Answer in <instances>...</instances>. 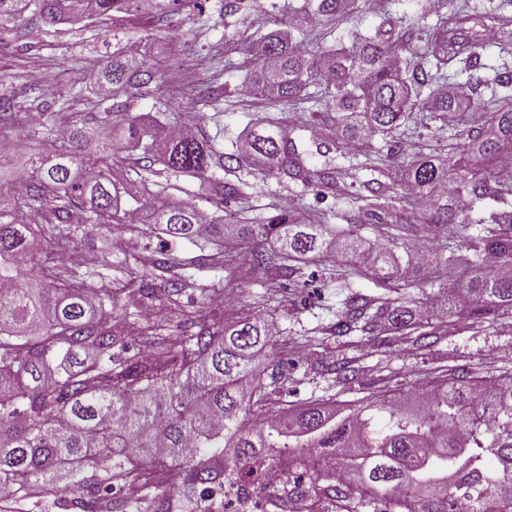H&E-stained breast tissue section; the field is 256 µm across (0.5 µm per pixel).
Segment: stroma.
Instances as JSON below:
<instances>
[{
    "label": "stroma",
    "instance_id": "obj_1",
    "mask_svg": "<svg viewBox=\"0 0 512 512\" xmlns=\"http://www.w3.org/2000/svg\"><path fill=\"white\" fill-rule=\"evenodd\" d=\"M253 9L244 16H224V0H197L194 11L174 15L162 38L151 39L157 23L153 17H137L132 29L112 33L111 29L83 23L66 26L64 35L40 33L47 47L30 48L29 38L15 30L0 29V98L23 103H36L40 111L51 114L57 125H65L66 115L60 106L72 96L73 82L88 84L87 73L71 69L72 60L103 64L112 54L115 43L149 42L152 56L161 67L170 68L180 86L189 87L195 98L210 92L209 75L215 63L207 46L232 36L242 21H250L253 31L270 33L266 22L267 0H253ZM425 13L427 23H435L439 12L431 0H358L354 13L338 26L332 27L324 39L311 44L314 55L341 45L351 44L356 36L370 33L384 15L413 17ZM253 111L242 108L236 98H227L223 108L209 110L206 128L218 137L224 147H232L242 134L248 133ZM349 192L328 197L317 196L315 190L304 192L284 188L276 179H267L261 193L251 203L248 213L252 221L267 216L270 208L293 202L296 208L328 213L337 232L347 230L345 220ZM330 262H309L303 267L299 281L284 280L279 285L281 307L272 317L278 340L298 337L314 331L313 343L304 349H291L279 363L288 375L289 404L330 402L336 408L356 406L367 395L398 392L403 405L416 407L419 391L427 376L441 366L468 364L480 373L512 371V317L500 314L474 316L456 323L454 330L439 342L423 349L396 345L387 336H348L336 338L316 333V326L325 324L338 308L335 291L322 286ZM197 285L191 304L203 313L222 317L221 309L211 302L213 284L223 283L225 292L239 301L261 293V276L229 274L225 270L205 269L195 272ZM340 358L353 359L359 369V383L353 389L338 391L330 386V378L322 374V366Z\"/></svg>",
    "mask_w": 512,
    "mask_h": 512
}]
</instances>
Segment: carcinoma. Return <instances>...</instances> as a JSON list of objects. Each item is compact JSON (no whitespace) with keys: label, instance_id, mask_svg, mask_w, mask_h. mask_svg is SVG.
<instances>
[{"label":"carcinoma","instance_id":"cac0c4a2","mask_svg":"<svg viewBox=\"0 0 512 512\" xmlns=\"http://www.w3.org/2000/svg\"><path fill=\"white\" fill-rule=\"evenodd\" d=\"M194 2L0 0V22L29 33H57L68 21L118 31L144 8L161 19L192 11ZM354 2L307 0L303 8L324 26ZM487 24L512 44V15L477 18L458 9L438 19L422 53L420 19L390 16L322 59L292 34L256 41L245 29L228 44H213L216 59L239 56L242 91L264 105L244 148L226 151L200 126L206 110L231 96L217 79L213 94L195 101L199 126L189 135L173 133L178 112H133L137 99L165 97L176 83L147 52L122 45L99 73L105 99L77 95L68 108L83 101L88 108L67 113L65 129L42 112L32 116L45 149L6 172L0 161V512H201L215 495L249 496L255 475L265 477L282 512H512V372L442 369L427 379L415 410L383 397L346 414L305 404L287 416L270 410L287 378H264L266 361L288 351L268 319L277 290L209 320L181 302L194 285L188 264L147 244L124 253L117 269L128 281L121 288L104 275L108 239L76 264L36 258L41 242L63 248L96 224L142 240L159 230L207 241L212 253L196 257V269L234 272L245 257L273 283L297 281L302 264L326 261L336 248L326 218L301 219L295 208L281 207L255 224L224 205L250 200L269 177L288 188L315 185L323 195L347 181L354 191L346 264L323 281L341 296L329 334H393L426 348L447 333L453 315L512 313V208L490 213L473 235L471 207L461 206L512 197V182L501 177L512 171V72L497 74L486 101L433 94L429 120L439 131L450 114L462 121L482 111L490 116L488 133L475 127L463 141L448 136L445 158L420 152L400 165L373 144L377 135L402 131L422 89L450 79L445 68L481 67L474 29ZM406 52L419 59L411 71L401 70ZM317 79L327 82L328 99L324 112L303 114L319 129L316 151L324 158L312 168L275 109L306 102ZM337 152L353 162L335 166ZM180 180L199 181V198L211 209L169 200ZM419 208L433 213L428 227L445 242L444 267L454 278L432 292L441 301L436 322L416 314L409 269L388 247ZM134 213L142 222H130ZM364 219L380 225L370 258L357 234ZM359 272L374 276L377 291L363 292L346 278ZM128 290L145 308L159 303L178 313V332L148 321L133 350L115 321ZM327 371L345 390L358 382L350 361ZM132 484L141 491L136 499L125 494Z\"/></svg>","mask_w":512,"mask_h":512}]
</instances>
